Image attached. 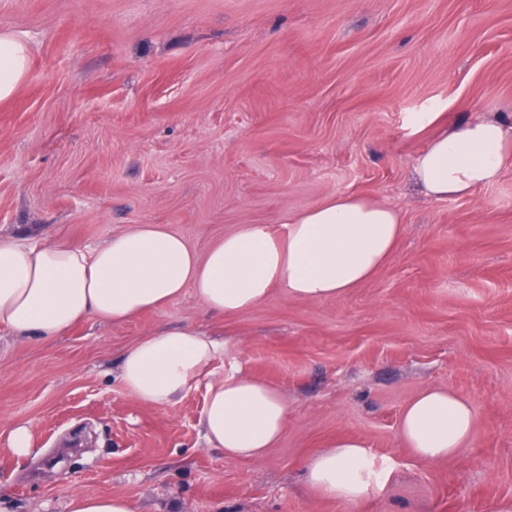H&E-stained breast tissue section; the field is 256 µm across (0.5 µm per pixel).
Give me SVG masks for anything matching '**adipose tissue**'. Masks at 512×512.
I'll return each mask as SVG.
<instances>
[{"instance_id": "1", "label": "adipose tissue", "mask_w": 512, "mask_h": 512, "mask_svg": "<svg viewBox=\"0 0 512 512\" xmlns=\"http://www.w3.org/2000/svg\"><path fill=\"white\" fill-rule=\"evenodd\" d=\"M28 65L26 46L0 34V100L12 95ZM511 164L512 127L479 119L434 136L414 173L427 196L448 199L493 183ZM401 233L394 208L335 193L295 215L281 235L243 224L202 255L161 224L133 225L91 250L66 240L0 236V326L25 338L54 336L88 318L122 323L188 288L218 316L246 312L277 290L334 299L381 270ZM222 351L195 328H162L126 351L121 384L141 403L163 405L189 389ZM287 417L277 389L234 367L209 385L201 423L208 443L226 458L259 459L279 441ZM474 420L467 400L429 388L404 406L399 434L419 458L436 462L470 439ZM393 471L358 437L330 443L305 466L314 493L353 505L380 494Z\"/></svg>"}]
</instances>
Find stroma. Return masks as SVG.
<instances>
[{"instance_id": "obj_1", "label": "stroma", "mask_w": 512, "mask_h": 512, "mask_svg": "<svg viewBox=\"0 0 512 512\" xmlns=\"http://www.w3.org/2000/svg\"><path fill=\"white\" fill-rule=\"evenodd\" d=\"M0 32L29 70L0 101V235L93 248L163 224L205 253L243 224L281 233L331 193L402 215L389 262L345 295L274 292L243 314L193 291L122 324L51 337L0 327V512H68L73 491L134 512H512V165L437 200L413 180L443 127L512 125V0H0ZM223 343L231 366L278 388L285 431L259 460L206 444L204 384L150 406L119 380L122 355L165 326ZM452 389L469 443L420 460L405 403ZM92 447L66 457L73 431ZM357 436L394 476L363 507L310 492L304 464ZM6 448L3 451L10 452L15 457H23L30 453L33 446V436L29 428L24 425H10L4 428Z\"/></svg>"}]
</instances>
